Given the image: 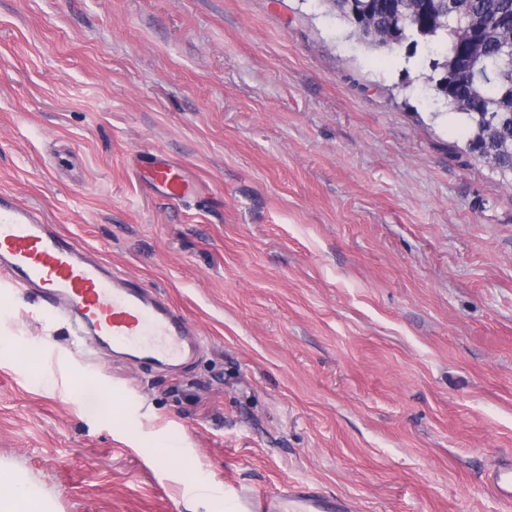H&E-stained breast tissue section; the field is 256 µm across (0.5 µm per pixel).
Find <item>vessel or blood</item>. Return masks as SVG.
<instances>
[{
	"instance_id": "vessel-or-blood-1",
	"label": "vessel or blood",
	"mask_w": 512,
	"mask_h": 512,
	"mask_svg": "<svg viewBox=\"0 0 512 512\" xmlns=\"http://www.w3.org/2000/svg\"><path fill=\"white\" fill-rule=\"evenodd\" d=\"M153 180L171 199L189 186L163 156L153 158ZM77 237L48 223L37 208L0 190V280L32 293L42 314L67 317L75 337L95 352L112 353L128 364L158 363L178 370L200 348L185 315L154 290L113 272L88 255ZM496 495L512 504V464L492 471ZM287 512H353L349 500L324 494L303 482L286 492ZM277 495L258 493L242 502L244 512H280Z\"/></svg>"
}]
</instances>
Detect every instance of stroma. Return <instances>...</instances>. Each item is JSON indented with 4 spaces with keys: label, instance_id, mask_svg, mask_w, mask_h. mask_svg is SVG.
Returning a JSON list of instances; mask_svg holds the SVG:
<instances>
[{
    "label": "stroma",
    "instance_id": "35a3bbf8",
    "mask_svg": "<svg viewBox=\"0 0 512 512\" xmlns=\"http://www.w3.org/2000/svg\"><path fill=\"white\" fill-rule=\"evenodd\" d=\"M429 73L324 0H0V186L202 336L111 365L0 282V474L54 512H512V186ZM153 180L169 199H180L188 192L187 181L172 163L162 155H154ZM489 482L494 493L512 504V464L503 465L492 471ZM288 497L289 512H354L347 499H336L303 482H288V490L278 494H253L245 498V512H287L277 508V500Z\"/></svg>",
    "mask_w": 512,
    "mask_h": 512
}]
</instances>
